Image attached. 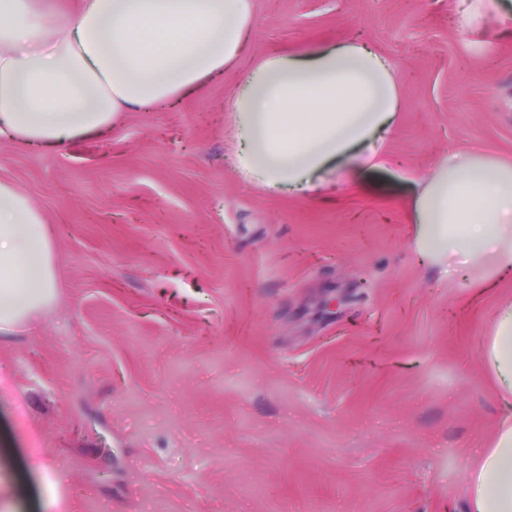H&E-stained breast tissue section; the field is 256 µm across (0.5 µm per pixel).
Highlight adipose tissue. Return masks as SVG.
<instances>
[{
  "mask_svg": "<svg viewBox=\"0 0 512 512\" xmlns=\"http://www.w3.org/2000/svg\"><path fill=\"white\" fill-rule=\"evenodd\" d=\"M252 0H78L59 13L0 0V138L64 149L113 127L119 113L203 92L242 55ZM393 69L375 48L344 43L265 57L227 110L234 167L250 184L320 196L380 151L398 110ZM416 247L481 288L512 273V164L451 152L415 188ZM56 295L45 220L0 182V333ZM485 359L512 403V302L494 320ZM470 512H512V414L469 475Z\"/></svg>",
  "mask_w": 512,
  "mask_h": 512,
  "instance_id": "1",
  "label": "adipose tissue"
}]
</instances>
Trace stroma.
I'll return each mask as SVG.
<instances>
[{
  "label": "stroma",
  "mask_w": 512,
  "mask_h": 512,
  "mask_svg": "<svg viewBox=\"0 0 512 512\" xmlns=\"http://www.w3.org/2000/svg\"><path fill=\"white\" fill-rule=\"evenodd\" d=\"M253 4L244 55L203 93L63 151L0 139L57 279L0 335V512H467L512 274L481 292L422 261L410 214L446 151L512 163V0L466 36L457 0ZM351 40L400 88L379 166L332 202L244 184L241 75Z\"/></svg>",
  "instance_id": "35a3bbf8"
}]
</instances>
